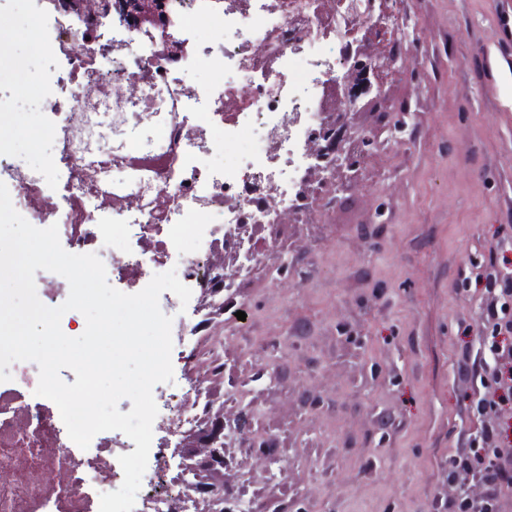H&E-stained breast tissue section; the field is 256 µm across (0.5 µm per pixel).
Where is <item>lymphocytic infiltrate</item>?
<instances>
[{"instance_id":"obj_1","label":"lymphocytic infiltrate","mask_w":512,"mask_h":512,"mask_svg":"<svg viewBox=\"0 0 512 512\" xmlns=\"http://www.w3.org/2000/svg\"><path fill=\"white\" fill-rule=\"evenodd\" d=\"M480 334L457 374L470 393L468 445L448 457L447 512H505L512 502V259L489 260L475 280Z\"/></svg>"}]
</instances>
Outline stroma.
<instances>
[{
  "instance_id": "35a3bbf8",
  "label": "stroma",
  "mask_w": 512,
  "mask_h": 512,
  "mask_svg": "<svg viewBox=\"0 0 512 512\" xmlns=\"http://www.w3.org/2000/svg\"><path fill=\"white\" fill-rule=\"evenodd\" d=\"M406 34L419 70L395 94L421 103L412 139L372 150L375 167L323 223L255 232L262 259L235 281L249 317L208 330L226 376L191 369L225 413L228 377L252 390L272 447L225 478L251 477L288 512H427L467 446L456 362L479 329L469 275L512 236V0H412ZM45 51L29 0H0V144L23 157L36 155L28 103ZM379 198L389 221L368 223ZM281 260L289 273L272 274Z\"/></svg>"
}]
</instances>
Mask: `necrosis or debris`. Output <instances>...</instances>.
Listing matches in <instances>:
<instances>
[{
	"mask_svg": "<svg viewBox=\"0 0 512 512\" xmlns=\"http://www.w3.org/2000/svg\"><path fill=\"white\" fill-rule=\"evenodd\" d=\"M351 0H188L174 33L179 56L156 54L150 34L113 26L118 51L87 57L103 28L78 23L42 0L31 22L49 43L39 70L41 161L0 150V182L17 211L38 228L57 225L66 251L95 253L113 287L133 294L153 269L175 270L193 294L212 288L210 253L239 244V229L297 213L321 223L322 195L299 212L318 164L312 134L324 101L363 51L353 32L363 23ZM217 31L196 42L191 29ZM222 75L200 86L197 70ZM65 177L66 191L52 183ZM195 248L183 253V236ZM135 240L150 265L109 250ZM0 382V512H99L101 494L123 482L120 455L134 443L122 432L97 434L88 449L73 443L58 407L36 396L39 367L14 363ZM158 415L148 465L133 512H198L180 492L160 488L170 440L200 425L198 382L186 374L157 384Z\"/></svg>",
	"mask_w": 512,
	"mask_h": 512,
	"instance_id": "obj_1",
	"label": "necrosis or debris"
}]
</instances>
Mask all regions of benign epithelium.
<instances>
[{"mask_svg":"<svg viewBox=\"0 0 512 512\" xmlns=\"http://www.w3.org/2000/svg\"><path fill=\"white\" fill-rule=\"evenodd\" d=\"M380 6L384 16H401L403 8L396 0H357L352 4L354 11L362 12L369 22L364 39L369 44L366 51L352 66L355 78L347 80L340 89V96L346 103L348 119L342 120L334 112L322 115L320 131L313 137L314 152L320 165L313 172V178L332 194H340L360 180V153L367 152L379 140L383 131L397 135L405 132L401 123L392 124L396 112L407 111V104L395 99L391 87L379 79V74L396 66V59L380 54L375 45L383 43L391 36H399L398 30L374 24V6ZM186 6V0H165V9H160L157 0H135L134 7L127 11L121 4L112 5V0H96L94 8H89L87 0H68L64 8L80 21L91 18L106 30L112 29V10H117L123 22L129 27L153 29L159 41L156 48L161 55H174L179 52V42L169 33L174 17ZM355 138L360 142V151L351 153L344 142ZM250 257L237 251L226 250L214 255L210 262L215 274L217 287L211 293L200 296L203 309L212 307L211 296L221 292L226 294V303L233 302L235 289L231 288L232 277L227 270L239 272ZM257 412L253 403L242 406L234 418L224 417V409L213 410L208 404L204 410V429L192 436L189 447L194 452L182 458L180 473L175 481L185 483L184 495L205 505V512H236L239 497L248 494L251 482L238 483L239 496L223 498L218 495L224 486V472L233 468L235 457L227 449L247 446L253 450L265 448L269 440L254 428ZM252 512H283V502L266 496L253 494L250 498Z\"/></svg>","mask_w":512,"mask_h":512,"instance_id":"7a95c632","label":"benign epithelium"}]
</instances>
